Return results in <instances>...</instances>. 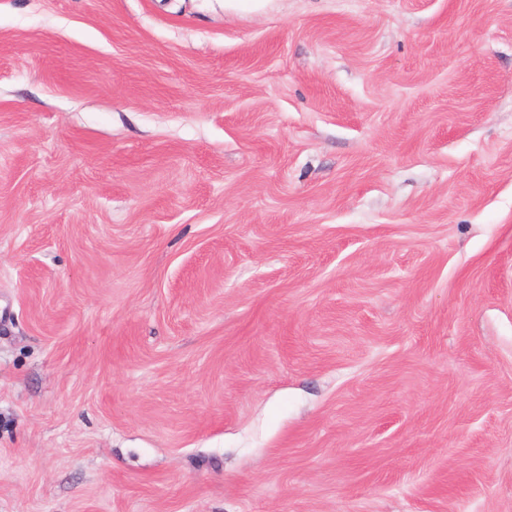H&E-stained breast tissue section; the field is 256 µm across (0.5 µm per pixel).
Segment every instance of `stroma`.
<instances>
[{"label": "stroma", "instance_id": "1", "mask_svg": "<svg viewBox=\"0 0 512 512\" xmlns=\"http://www.w3.org/2000/svg\"><path fill=\"white\" fill-rule=\"evenodd\" d=\"M0 512H512V0H0Z\"/></svg>", "mask_w": 512, "mask_h": 512}]
</instances>
